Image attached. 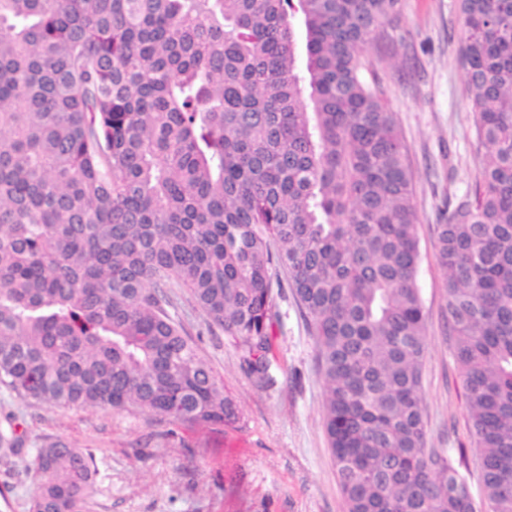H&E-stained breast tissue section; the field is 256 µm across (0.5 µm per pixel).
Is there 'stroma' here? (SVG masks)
<instances>
[{
	"instance_id": "obj_1",
	"label": "stroma",
	"mask_w": 512,
	"mask_h": 512,
	"mask_svg": "<svg viewBox=\"0 0 512 512\" xmlns=\"http://www.w3.org/2000/svg\"><path fill=\"white\" fill-rule=\"evenodd\" d=\"M462 29L457 0H401L397 21L365 52L414 172L427 445L454 453L473 444L434 245L440 209L465 197L479 174L458 56ZM171 296L176 319L236 399L239 420L175 426L132 408H52L0 386V427L12 423L22 440L18 454L0 461V512H28L36 488L30 462L56 440L95 456L99 473L89 512H346L322 422L316 344L292 296L278 302L269 384L244 373L234 340L186 289H172Z\"/></svg>"
}]
</instances>
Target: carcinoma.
Listing matches in <instances>:
<instances>
[{"mask_svg":"<svg viewBox=\"0 0 512 512\" xmlns=\"http://www.w3.org/2000/svg\"><path fill=\"white\" fill-rule=\"evenodd\" d=\"M399 2L0 0V384L232 423L168 289L269 383L284 267L347 512H476L464 457L426 447L414 176L365 76ZM458 9L486 153L435 256L486 512H512V0ZM30 467L29 512H88L91 452L58 440Z\"/></svg>","mask_w":512,"mask_h":512,"instance_id":"cac0c4a2","label":"carcinoma"}]
</instances>
